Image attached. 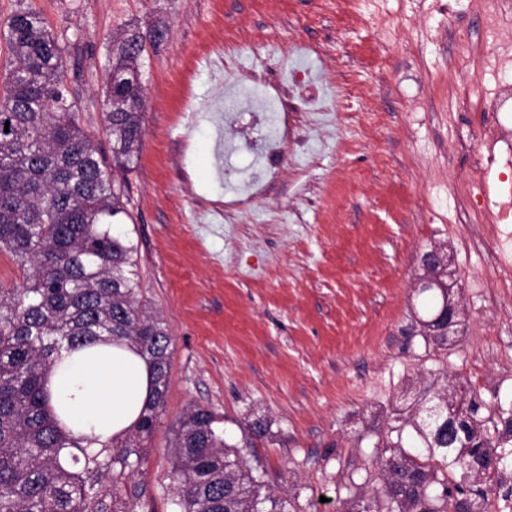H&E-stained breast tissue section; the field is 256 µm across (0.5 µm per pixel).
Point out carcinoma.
<instances>
[{
	"label": "carcinoma",
	"mask_w": 512,
	"mask_h": 512,
	"mask_svg": "<svg viewBox=\"0 0 512 512\" xmlns=\"http://www.w3.org/2000/svg\"><path fill=\"white\" fill-rule=\"evenodd\" d=\"M0 73V247L23 281L0 287V512H134L119 484L144 463L164 411L171 337L141 299L135 247L120 226L130 214L106 158L78 122V101L62 78L66 46L40 13L19 5L7 22ZM146 37L112 40L104 114L113 161L130 168L142 147L141 58ZM426 347L442 289L420 285ZM98 341L125 344L149 365L152 388L139 420L90 450L68 435L44 383L62 350ZM454 386L435 383L392 408L374 447L380 483L351 512H491L489 494L512 469V406L475 397L448 402ZM214 414L190 409L175 431L181 512H285L261 495ZM488 489L481 488V485Z\"/></svg>",
	"instance_id": "1"
}]
</instances>
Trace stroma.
Segmentation results:
<instances>
[{"label": "stroma", "instance_id": "1", "mask_svg": "<svg viewBox=\"0 0 512 512\" xmlns=\"http://www.w3.org/2000/svg\"><path fill=\"white\" fill-rule=\"evenodd\" d=\"M68 42L63 81L102 152L114 36L162 29L142 59L141 152L117 173L132 216L142 294L172 338L169 392L145 462L120 485L135 512H179L171 448L190 408L215 414L263 492L292 512H346L369 495L385 428L408 385L448 378L489 405L512 401V290L458 204L480 139L460 146L483 99L512 69V38L488 44L482 0H27ZM305 44L328 82L329 109L299 115L302 144L247 207L226 203L248 178L225 169L233 141L224 96L286 83ZM468 56H461V47ZM450 255L463 309L448 350L427 357L414 317L431 246ZM267 420L264 438L250 432Z\"/></svg>", "mask_w": 512, "mask_h": 512}]
</instances>
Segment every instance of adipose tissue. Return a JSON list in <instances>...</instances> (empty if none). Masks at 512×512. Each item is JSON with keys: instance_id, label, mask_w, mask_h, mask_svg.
<instances>
[{"instance_id": "obj_1", "label": "adipose tissue", "mask_w": 512, "mask_h": 512, "mask_svg": "<svg viewBox=\"0 0 512 512\" xmlns=\"http://www.w3.org/2000/svg\"><path fill=\"white\" fill-rule=\"evenodd\" d=\"M46 387L65 431L90 438L97 449L137 420L151 375L145 360L128 347L99 343L62 352Z\"/></svg>"}]
</instances>
